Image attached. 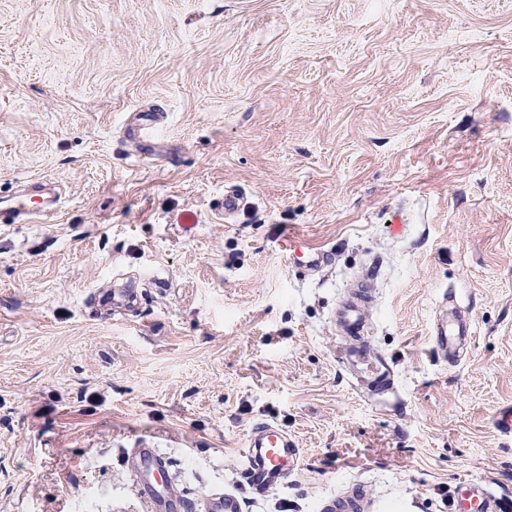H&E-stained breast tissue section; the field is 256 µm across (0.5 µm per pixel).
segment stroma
I'll return each instance as SVG.
<instances>
[{
  "label": "stroma",
  "instance_id": "35a3bbf8",
  "mask_svg": "<svg viewBox=\"0 0 512 512\" xmlns=\"http://www.w3.org/2000/svg\"><path fill=\"white\" fill-rule=\"evenodd\" d=\"M31 180L61 209L0 223V512H148L141 440L186 512L355 481L376 512H452L471 480L512 512V0H0V202ZM293 237L330 264L297 273ZM362 283L358 359L334 312ZM265 422L301 458L257 495ZM159 116L157 112L141 113L137 122L128 128V135L138 143L140 154H144L155 145V138L159 133ZM434 336L437 352L442 358L457 361L471 336L470 323L463 316L446 311L435 325ZM243 502L239 496L230 491L213 494L205 505L207 512H242Z\"/></svg>",
  "mask_w": 512,
  "mask_h": 512
}]
</instances>
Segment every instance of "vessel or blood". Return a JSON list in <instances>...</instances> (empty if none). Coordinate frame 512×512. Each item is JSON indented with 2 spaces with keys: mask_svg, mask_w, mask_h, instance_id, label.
I'll list each match as a JSON object with an SVG mask.
<instances>
[{
  "mask_svg": "<svg viewBox=\"0 0 512 512\" xmlns=\"http://www.w3.org/2000/svg\"><path fill=\"white\" fill-rule=\"evenodd\" d=\"M159 123L158 113L148 112L140 114L137 122L129 127L128 135L138 143L141 151H148L154 146ZM56 209V198L44 196L42 186L31 183L11 199L7 211H0V223L14 224ZM289 251L294 266L307 273L319 271L329 261L328 253L300 240L291 241ZM368 299L367 289L354 291L352 299L345 302L338 313L341 331L348 334L359 332L362 321L356 306ZM470 336L469 321L453 312L445 313L435 325L436 349L448 361L458 360ZM300 456L299 448L286 431L272 424L256 425L247 439L246 480L255 493H267L280 486L296 470ZM127 465L151 512H182L184 500L169 480L155 448L147 442H139L128 453ZM367 504L365 486L353 483L343 491L321 498L317 512H364ZM502 508V499L483 482L463 483L457 491V512H501ZM205 509L206 512H243V502L236 493L218 492L210 497Z\"/></svg>",
  "mask_w": 512,
  "mask_h": 512,
  "instance_id": "obj_1",
  "label": "vessel or blood"
}]
</instances>
